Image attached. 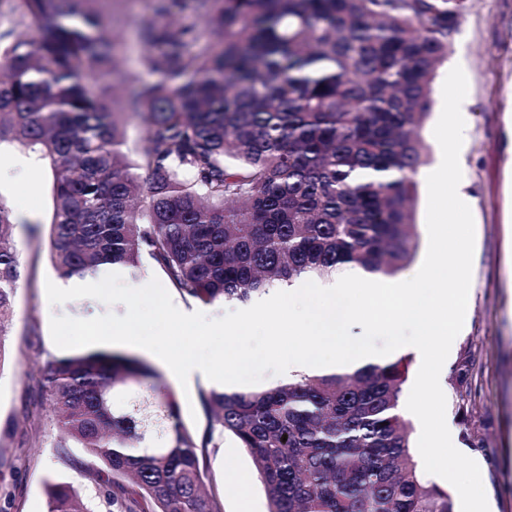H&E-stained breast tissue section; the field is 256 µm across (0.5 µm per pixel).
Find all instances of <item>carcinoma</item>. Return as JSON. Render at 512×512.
Returning <instances> with one entry per match:
<instances>
[{"instance_id":"carcinoma-1","label":"carcinoma","mask_w":512,"mask_h":512,"mask_svg":"<svg viewBox=\"0 0 512 512\" xmlns=\"http://www.w3.org/2000/svg\"><path fill=\"white\" fill-rule=\"evenodd\" d=\"M110 4L0 0V143L51 170L58 278L137 276L150 262L181 296L212 304L413 261L421 121L466 0H151L135 38L153 81L119 69ZM130 115L145 125L134 162ZM16 221L0 198V366L22 279ZM408 372L400 358L201 389L199 433L175 393L130 389L159 376L147 361L55 357L39 393L58 457L99 500L49 481L47 512H223L203 488V449L226 433L253 459L267 512H455L411 451Z\"/></svg>"}]
</instances>
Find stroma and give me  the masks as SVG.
<instances>
[{"label":"stroma","instance_id":"obj_1","mask_svg":"<svg viewBox=\"0 0 512 512\" xmlns=\"http://www.w3.org/2000/svg\"><path fill=\"white\" fill-rule=\"evenodd\" d=\"M151 15L149 0H112L108 26L130 50L121 69L143 80L151 75L134 48L135 32ZM468 79L465 148L460 158L462 181L471 198L475 249L469 289V317L445 362L441 388L446 417L456 432V447L481 469L489 512H512V284L506 272V225L512 220V186L505 166L512 160V139L506 124L512 117V0H468L448 57L438 67L431 103L423 121L424 169L436 162L433 128L442 109V85L453 66ZM52 174H35L0 183L9 204L35 207V225L17 224L23 277L15 297L14 330L4 367L0 368V512H46V481L73 484L83 498L96 488L56 456L51 434L52 412L42 403L37 382L50 357L63 356L51 337V316L89 319L108 312L124 315V305H106L80 298L50 305L47 282L57 275L48 260L52 214ZM160 377L148 381L155 392H176L187 427L201 431L205 415L198 403L206 379L188 385L172 381L163 361H155ZM205 485L214 491L223 512H238L239 493L228 479L235 470L251 478V512H266L267 500L251 457L232 437L206 448Z\"/></svg>","mask_w":512,"mask_h":512}]
</instances>
